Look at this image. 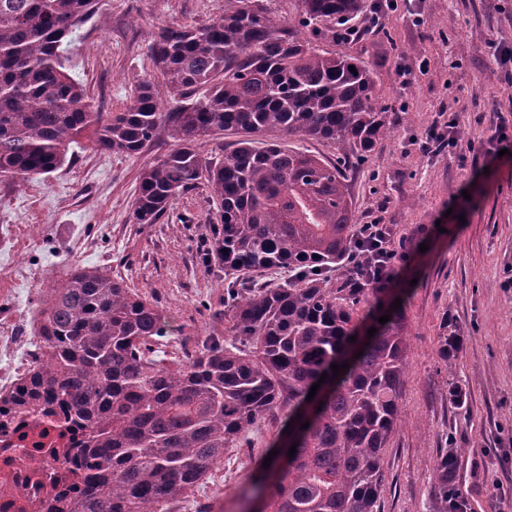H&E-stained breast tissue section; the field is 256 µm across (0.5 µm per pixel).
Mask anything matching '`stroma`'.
<instances>
[{
    "label": "stroma",
    "mask_w": 512,
    "mask_h": 512,
    "mask_svg": "<svg viewBox=\"0 0 512 512\" xmlns=\"http://www.w3.org/2000/svg\"><path fill=\"white\" fill-rule=\"evenodd\" d=\"M367 2L377 21L361 22V35L336 50L371 63L378 100L394 120L390 136L349 160L335 143L289 144L344 161L354 223L391 225L395 238L413 244L380 297L400 302L410 343L380 509L436 512L433 459L453 446L462 451L454 481L471 512H512V153L422 149L443 110L459 113L468 142L486 139L491 111L512 121V63L487 46L494 39L512 47V0ZM223 11L224 0H102L66 46L64 65L100 111H121L133 80L152 70L148 48L159 27L202 26ZM405 67L414 73L407 83ZM173 144L162 127L130 158L95 150L85 137L53 173L23 186L0 182V225L18 233L15 254L0 258V280L19 261L53 283L72 263L104 266L168 317L166 357L211 336L231 339L224 270L203 259L214 238L209 189L178 197L159 223L133 221L142 168ZM448 325L464 338L451 372L437 350ZM452 377L466 391L464 407L448 400ZM279 430L261 423L246 444L225 451L200 490L211 512H241V495Z\"/></svg>",
    "instance_id": "1"
}]
</instances>
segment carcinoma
I'll return each mask as SVG.
<instances>
[{
	"instance_id": "carcinoma-1",
	"label": "carcinoma",
	"mask_w": 512,
	"mask_h": 512,
	"mask_svg": "<svg viewBox=\"0 0 512 512\" xmlns=\"http://www.w3.org/2000/svg\"><path fill=\"white\" fill-rule=\"evenodd\" d=\"M99 2L0 0V180L54 172L88 132L97 150L135 157L168 126L175 146L142 169L133 220L156 224L178 196L209 188L218 227L208 259L230 283L234 342L212 339L167 366L154 345L173 335L170 322L111 270L75 263L41 291L47 358L8 405L42 416L57 408L85 431L78 488L57 492L47 512H166L267 419L291 433L257 471L242 512H380L384 450L402 420L406 321L381 308L377 288L330 285L356 249L345 173L283 142L328 140L361 154L390 133L369 64L333 49L356 36L352 21L368 5L300 0L295 23L278 25L263 0H224L207 25L160 28L153 72L134 81L122 111L104 114L61 60ZM226 135L236 140L223 154L203 152ZM282 270L288 279L273 288L254 278ZM462 343L438 337L456 405ZM333 364L348 368L335 374ZM460 455H436L438 512H448Z\"/></svg>"
}]
</instances>
